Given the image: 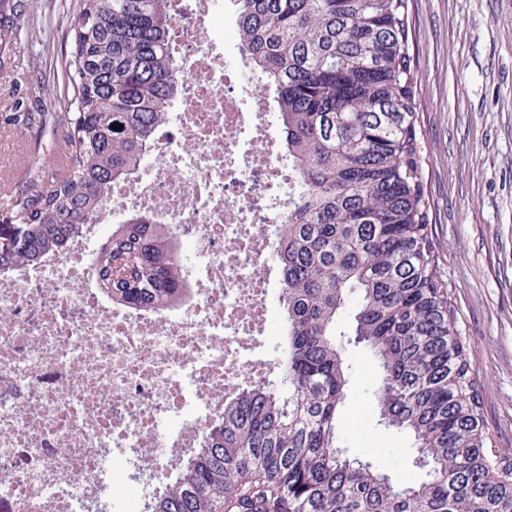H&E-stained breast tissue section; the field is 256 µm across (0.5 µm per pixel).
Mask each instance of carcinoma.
I'll use <instances>...</instances> for the list:
<instances>
[{
    "instance_id": "carcinoma-1",
    "label": "carcinoma",
    "mask_w": 512,
    "mask_h": 512,
    "mask_svg": "<svg viewBox=\"0 0 512 512\" xmlns=\"http://www.w3.org/2000/svg\"><path fill=\"white\" fill-rule=\"evenodd\" d=\"M235 2L238 43L297 163L277 228L286 357L279 386L225 401L152 512H512V459L489 447L428 231L407 0ZM172 16V0H81L60 125L69 160L7 204L0 270L62 250L135 174L177 89ZM174 240L141 213L112 225L97 254L112 299L178 305ZM348 341L376 358L379 421L412 439L422 480L397 481L340 445Z\"/></svg>"
}]
</instances>
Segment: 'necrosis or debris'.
Wrapping results in <instances>:
<instances>
[{
  "instance_id": "necrosis-or-debris-1",
  "label": "necrosis or debris",
  "mask_w": 512,
  "mask_h": 512,
  "mask_svg": "<svg viewBox=\"0 0 512 512\" xmlns=\"http://www.w3.org/2000/svg\"><path fill=\"white\" fill-rule=\"evenodd\" d=\"M181 70L165 137L113 183L93 224L40 264L0 274V501L9 512H147L201 448L224 401L269 377L255 358L296 166L244 53L224 50L223 0L175 6ZM141 212L176 230L183 300L113 301L94 268L106 226ZM55 382H44L45 373ZM55 453H47L48 444ZM30 463L19 467L16 449ZM149 457V473L133 471Z\"/></svg>"
}]
</instances>
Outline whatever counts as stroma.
Returning <instances> with one entry per match:
<instances>
[{
  "label": "stroma",
  "mask_w": 512,
  "mask_h": 512,
  "mask_svg": "<svg viewBox=\"0 0 512 512\" xmlns=\"http://www.w3.org/2000/svg\"><path fill=\"white\" fill-rule=\"evenodd\" d=\"M79 0H0V211L51 179L63 147L72 24ZM417 134L429 230L495 447L512 454V0H408ZM356 384L341 444L416 481L412 442L382 429L376 361L349 347Z\"/></svg>",
  "instance_id": "stroma-1"
}]
</instances>
